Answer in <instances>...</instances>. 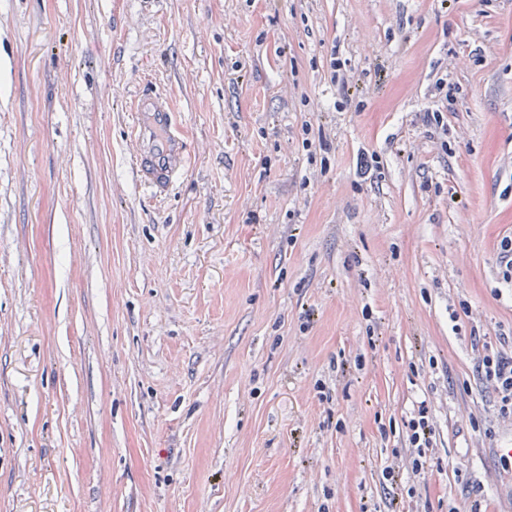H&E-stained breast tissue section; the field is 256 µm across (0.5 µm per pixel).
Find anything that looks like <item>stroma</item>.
<instances>
[{
    "mask_svg": "<svg viewBox=\"0 0 512 512\" xmlns=\"http://www.w3.org/2000/svg\"><path fill=\"white\" fill-rule=\"evenodd\" d=\"M506 235L512 0H0V512H512ZM139 112H148V116L138 124L135 135L137 172L144 185L161 193L183 168L185 149L182 140L172 133L171 113L159 98ZM495 275L499 283L512 287V236L503 237L497 245ZM485 353L478 359V369L482 380L495 394L499 413L512 416V352ZM407 440L413 455L412 474L420 478L423 474L430 448H434L435 427L431 408L425 401L420 402L417 409L406 420Z\"/></svg>",
    "mask_w": 512,
    "mask_h": 512,
    "instance_id": "35a3bbf8",
    "label": "stroma"
}]
</instances>
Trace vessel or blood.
<instances>
[{
	"mask_svg": "<svg viewBox=\"0 0 512 512\" xmlns=\"http://www.w3.org/2000/svg\"><path fill=\"white\" fill-rule=\"evenodd\" d=\"M145 110L147 116L136 132L137 171L144 185L161 192L183 168L185 149L182 140L172 134L171 113L160 99L150 101Z\"/></svg>",
	"mask_w": 512,
	"mask_h": 512,
	"instance_id": "b4317fda",
	"label": "vessel or blood"
}]
</instances>
